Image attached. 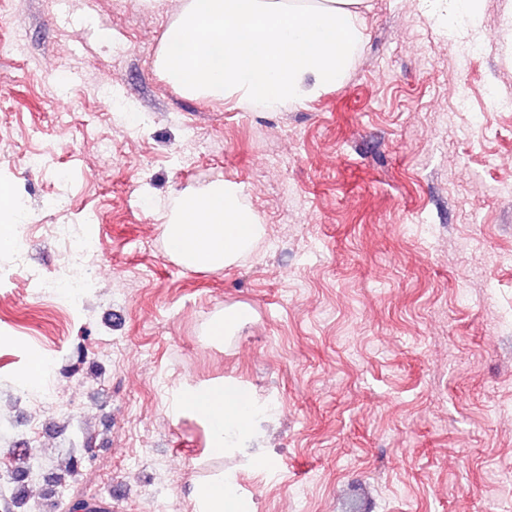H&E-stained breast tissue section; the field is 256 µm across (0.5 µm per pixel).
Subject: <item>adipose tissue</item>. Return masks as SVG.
I'll return each instance as SVG.
<instances>
[{"mask_svg":"<svg viewBox=\"0 0 512 512\" xmlns=\"http://www.w3.org/2000/svg\"><path fill=\"white\" fill-rule=\"evenodd\" d=\"M361 0H184L156 64L185 93L217 100L300 104L339 84L362 37ZM179 265L218 272L250 252L261 227L224 185L182 194L161 227ZM178 412L198 419L216 459L241 453L258 401L223 380L180 389ZM234 477L200 481L196 512H249Z\"/></svg>","mask_w":512,"mask_h":512,"instance_id":"obj_1","label":"adipose tissue"}]
</instances>
